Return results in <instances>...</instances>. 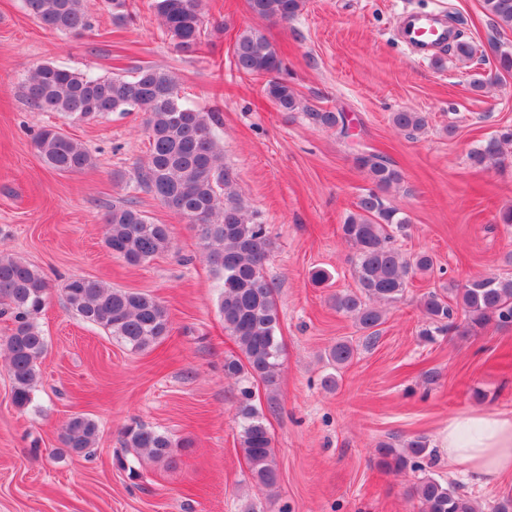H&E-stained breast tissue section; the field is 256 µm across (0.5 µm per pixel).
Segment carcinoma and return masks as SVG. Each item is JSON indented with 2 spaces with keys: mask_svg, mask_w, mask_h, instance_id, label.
Instances as JSON below:
<instances>
[{
  "mask_svg": "<svg viewBox=\"0 0 512 512\" xmlns=\"http://www.w3.org/2000/svg\"><path fill=\"white\" fill-rule=\"evenodd\" d=\"M306 0H247L250 12L261 19L289 21L304 9ZM492 21L512 27V0H484ZM112 23L124 26L130 15L126 0H103ZM29 14L40 24L58 32L79 36L91 29L85 0H25ZM151 9L181 53H196L205 35L204 0H151ZM231 65L241 74L263 81L267 98L284 112L307 111L315 123L347 130L341 112H320L304 104L292 84L281 77L282 60L275 46L259 31L239 32L233 44ZM26 96L39 112H55L71 121H89L114 112L140 110L146 114L149 154L139 173V185L154 194L171 212L197 227L200 249L222 280L218 309L224 329L234 338L241 356L224 360V376L259 379L276 385L281 368V345L277 336L279 312L273 288L263 266L272 248L269 231L256 222L243 199L233 189L234 174L224 165V154L213 126L215 112L187 105L179 95L175 77L154 66L137 68L126 80L106 77L45 63L27 75ZM393 125L402 131H419L427 119L422 112L392 113ZM35 146L51 169L79 172L92 163L88 148L65 133L46 128ZM512 149V129H501L484 145L472 150L475 167H486L505 158ZM373 188L363 194L357 211L340 225L345 242L356 250L353 276L357 289L332 297L336 312L352 319L367 332L365 346L378 340L386 305L400 302L417 274L434 271V258L420 252L405 258L391 244L390 231L409 224L406 214L385 205L381 192L402 182L401 172L383 156L365 153L357 157ZM171 243L166 224H155L127 200L112 205L106 215L105 245L127 264L138 266L166 251ZM69 310L84 322L102 328L133 352L160 345L169 336L171 323L165 307L154 296L114 288L105 282L74 277L62 288ZM48 300V282L35 267L0 255V316L12 322L10 333L0 338L12 381V399L24 409L34 399L39 374L37 362L47 342L37 318ZM424 323L420 335L428 341L460 328L475 335L493 325L512 326V278L497 275L473 277L455 289L454 298L430 291L420 302ZM464 317L456 322L457 313ZM353 345L342 340L327 353L331 372L323 378L327 389L337 386V374L354 358ZM235 423L239 446L255 485L264 490L279 480L272 439L266 418L253 403L249 386L239 389ZM98 424L83 413L73 414L61 434L67 451L91 455L98 438ZM124 454L113 465L140 477L138 465L145 462H175V442L166 433L133 421L122 431ZM428 442L418 436L402 448L381 442L374 449L377 467L388 473L420 472L413 491L417 512H480L478 503L458 487L426 471Z\"/></svg>",
  "mask_w": 512,
  "mask_h": 512,
  "instance_id": "cac0c4a2",
  "label": "carcinoma"
}]
</instances>
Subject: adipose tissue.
Listing matches in <instances>:
<instances>
[{
  "label": "adipose tissue",
  "mask_w": 512,
  "mask_h": 512,
  "mask_svg": "<svg viewBox=\"0 0 512 512\" xmlns=\"http://www.w3.org/2000/svg\"><path fill=\"white\" fill-rule=\"evenodd\" d=\"M448 460L476 483L512 474V415L472 410L450 418Z\"/></svg>",
  "instance_id": "obj_1"
}]
</instances>
